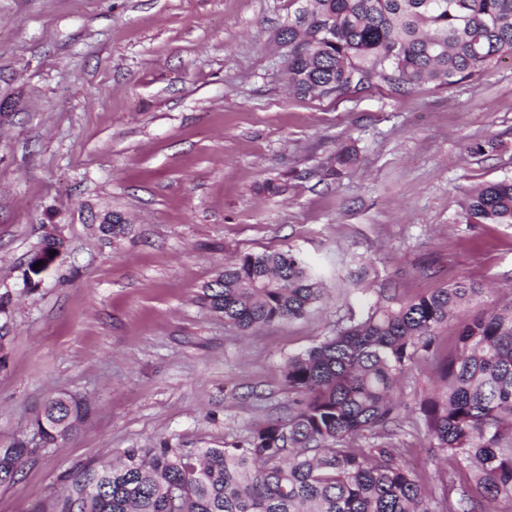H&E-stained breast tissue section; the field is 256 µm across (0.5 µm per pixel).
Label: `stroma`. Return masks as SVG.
<instances>
[{
  "label": "stroma",
  "instance_id": "1",
  "mask_svg": "<svg viewBox=\"0 0 512 512\" xmlns=\"http://www.w3.org/2000/svg\"><path fill=\"white\" fill-rule=\"evenodd\" d=\"M305 0H0V448L36 446L62 393L90 415L0 512H53L66 476L166 441L220 448L288 413L284 363L337 324L455 281L512 302V225L466 224L471 188L512 178V61L478 79L341 99L289 92L275 36ZM485 144L481 154L470 146ZM119 213L131 231L99 226ZM66 251L34 283L45 234ZM300 252L322 297L250 335L201 300L225 262ZM404 378L407 466L437 463Z\"/></svg>",
  "mask_w": 512,
  "mask_h": 512
}]
</instances>
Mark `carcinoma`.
Instances as JSON below:
<instances>
[{
  "label": "carcinoma",
  "instance_id": "obj_1",
  "mask_svg": "<svg viewBox=\"0 0 512 512\" xmlns=\"http://www.w3.org/2000/svg\"><path fill=\"white\" fill-rule=\"evenodd\" d=\"M278 37L288 41L283 79L301 98L339 99L378 80L396 90L449 87L512 60V0H307ZM462 218L511 225L512 179L472 190ZM100 230L119 238L130 225L114 213ZM63 247L43 237L45 266ZM481 294L463 280L375 307L288 356L287 416L222 448H128L118 462L83 471L54 512H495L497 501L512 502V304L460 322L459 354L439 362V386L420 403L443 463L435 484L407 468L394 442L402 377ZM320 295L316 273L287 251L226 263L203 300L251 330L305 317ZM87 416L80 399L51 398L37 420L43 443L65 440ZM36 455L23 441L1 449L0 486Z\"/></svg>",
  "mask_w": 512,
  "mask_h": 512
}]
</instances>
